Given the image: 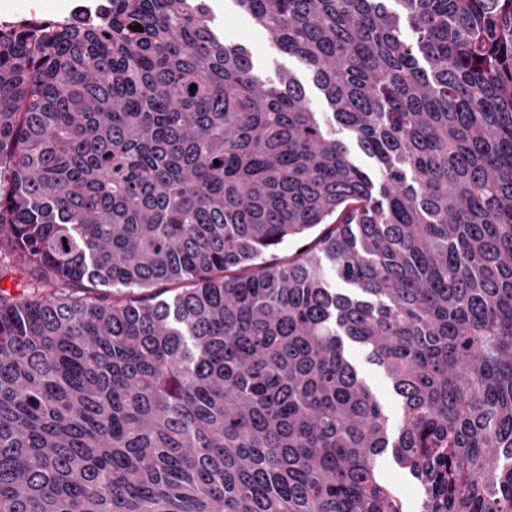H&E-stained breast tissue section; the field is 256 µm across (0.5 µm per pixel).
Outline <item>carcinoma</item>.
Here are the masks:
<instances>
[{"instance_id": "carcinoma-1", "label": "carcinoma", "mask_w": 512, "mask_h": 512, "mask_svg": "<svg viewBox=\"0 0 512 512\" xmlns=\"http://www.w3.org/2000/svg\"><path fill=\"white\" fill-rule=\"evenodd\" d=\"M111 2L0 31V512H404L389 448L512 512V0H235L371 170L207 0ZM209 5L225 43L245 46L260 70L269 78H274L279 69L292 71L306 87L309 106L315 112H329L323 95L300 68L297 59L280 52L270 42L266 32L241 11L234 0H209ZM350 357L362 377L371 386L384 406L393 430H397L401 420V404L393 394L389 380L384 372L366 359L365 352L357 346L350 347Z\"/></svg>"}]
</instances>
